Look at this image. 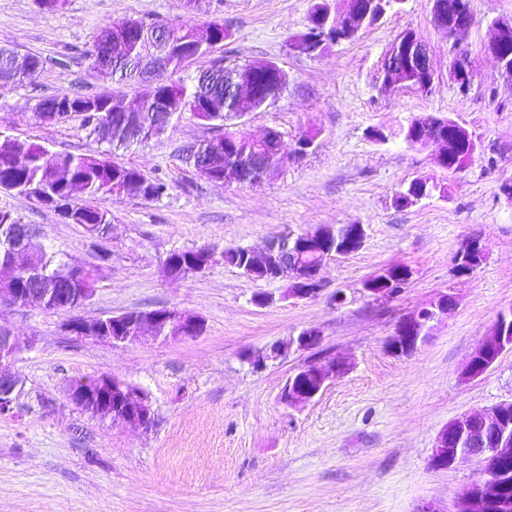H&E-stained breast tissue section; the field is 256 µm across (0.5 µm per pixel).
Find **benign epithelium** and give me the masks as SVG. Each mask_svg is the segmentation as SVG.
<instances>
[{
	"label": "benign epithelium",
	"mask_w": 512,
	"mask_h": 512,
	"mask_svg": "<svg viewBox=\"0 0 512 512\" xmlns=\"http://www.w3.org/2000/svg\"><path fill=\"white\" fill-rule=\"evenodd\" d=\"M343 29L349 37H355L359 31L375 23L384 16V0H343ZM431 15L435 26L450 30L456 37L473 24L470 3L459 0L449 6L448 0H431ZM512 30V20H499L493 24L485 51L497 62L495 79L512 89V55L504 48V35ZM150 35L159 44V48L146 53L139 64V81L146 87L153 84L154 76L168 71L172 67V55L178 52L183 41L195 45L208 46L221 44L220 35L213 27L205 34L193 30L186 39L169 33L165 27H155ZM99 38L104 46V60L93 68L112 70L111 61L118 60L122 44L116 38L100 32ZM383 80L381 89L396 93L403 89L427 91L432 86L436 71L432 64L428 44L414 34H401L392 42L382 60ZM450 79L459 86H465L473 79L475 72L469 55L456 53L449 62ZM247 85L241 77L231 86L226 104L237 116L243 117L252 111L246 98ZM449 128L456 142L467 149L464 163L451 167L458 173L467 168L474 160L478 142L475 135L459 123L449 121ZM421 149H432L435 162L441 169L448 165V146L440 138L429 137L419 143ZM366 229L362 224H342L337 228L320 227L314 231L300 233L284 232L270 237L265 249L256 253L244 248L245 266L254 272L265 274L269 283L284 278L292 280L287 294L296 299L317 296L322 290L321 269L327 260L334 256H346L363 245ZM388 271H383L372 280L364 283V291L374 299L393 296L388 288L380 287L387 281ZM46 296L39 288H0V306H20L24 303L45 307ZM455 302L444 297L430 306L402 318L396 325L394 336L387 341V350L395 357L405 356L426 341L435 327L448 317ZM124 321L123 316L113 315L88 319L74 315L65 323V331L75 336L90 335L112 345L132 343L139 339L144 328L148 327L157 337L172 328L176 337L192 336L203 329L202 320L179 311L144 314L137 320L132 334H112L110 326ZM321 342L320 331L316 328L305 329L291 340L300 351H307ZM504 352L512 349V309L502 311L491 331L474 348L472 355L485 352L490 347ZM18 352V345L7 331L0 330V414L13 413V393L16 377L5 370ZM344 369V364L328 360L313 366L298 368L288 377L281 393V400L290 407H298L311 402L326 387L327 382L336 378ZM69 401L78 409H93L105 417L117 421L131 422L144 429L152 426L154 413L147 396L141 391L108 375L94 377L90 388L68 389ZM512 413V399L502 401L489 409L470 412L451 419L438 433L430 458V465L438 469H447L460 458L479 457L484 461L512 459V428L506 425V417ZM512 483V471L494 469L486 479L470 487L454 504L452 512H512V499L501 496V488Z\"/></svg>",
	"instance_id": "1"
}]
</instances>
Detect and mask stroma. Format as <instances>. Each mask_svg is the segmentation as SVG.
I'll use <instances>...</instances> for the list:
<instances>
[{"label": "stroma", "instance_id": "1", "mask_svg": "<svg viewBox=\"0 0 512 512\" xmlns=\"http://www.w3.org/2000/svg\"><path fill=\"white\" fill-rule=\"evenodd\" d=\"M315 0H67L48 11L38 0H0V46L34 54L46 65L35 85L0 82V130L57 152L100 150L76 124L40 122L37 99L62 91L106 90L126 102L132 86L93 69L89 54L100 29L127 19L160 23L222 21L232 36L220 57L276 62L288 86L276 103L248 113L253 136L278 131L290 156L254 184L219 186L199 177L185 149L213 137L191 113L158 137L114 153L115 161L168 185L156 200L134 193L99 198L112 217L103 245L110 260L80 308L97 318L133 310L174 309L199 316L193 337L144 334L114 346L64 329L70 314L38 307L0 309V328L19 352L12 373L24 383L14 416H0V512H450L484 478L471 457L439 470L429 464L438 433L452 418L512 399V351L480 377L462 374L498 312L512 306V206L501 193L512 182V92L494 78L485 51L490 25L512 19V0H472L474 23L449 37L431 20L429 0H404L351 40L318 55L294 53ZM428 44L436 78L425 92H380L382 59L399 33ZM463 50L475 65L467 91L448 76ZM458 122L478 151L465 171L437 167L431 150L408 147L398 131L415 117ZM381 128L390 138L374 141ZM315 135L295 155L301 135ZM417 177L445 186L444 196L400 208L394 197ZM0 209L34 225L56 259L89 266L97 258L88 234L34 200L0 190ZM361 224L356 253L329 260L316 297H285V283L243 277L225 265L230 247L262 251L290 229ZM486 246L481 264L458 272L469 239ZM209 248L205 272L170 277L173 252ZM412 277L395 297L374 300L363 282L390 266ZM344 292L345 304L334 295ZM454 297L448 318L411 355L385 343L397 322L439 296ZM323 332L320 347L287 351L254 367L252 358L302 329ZM339 357L348 370L309 404L280 401L298 367ZM108 374L148 395L151 429L84 414L68 399L72 380Z\"/></svg>", "mask_w": 512, "mask_h": 512}]
</instances>
